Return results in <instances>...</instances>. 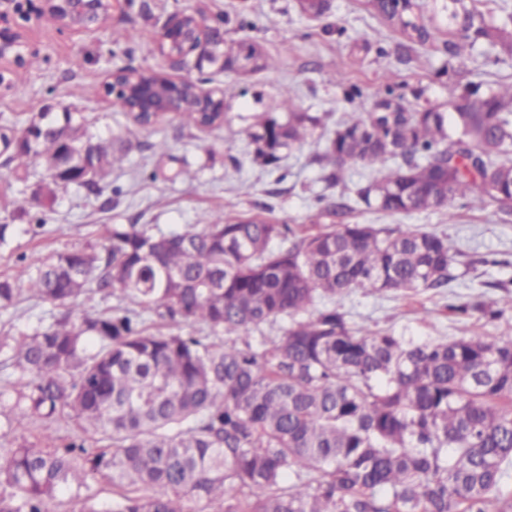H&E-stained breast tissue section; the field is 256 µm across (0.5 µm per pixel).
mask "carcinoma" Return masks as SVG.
<instances>
[{"label": "carcinoma", "mask_w": 512, "mask_h": 512, "mask_svg": "<svg viewBox=\"0 0 512 512\" xmlns=\"http://www.w3.org/2000/svg\"><path fill=\"white\" fill-rule=\"evenodd\" d=\"M410 44L446 22L445 52L477 45L512 58V14L491 20L471 0H367ZM238 54L271 67L253 45ZM375 93L374 112H352L321 160L340 184L357 165L384 173L355 185L369 209L412 214L458 197L488 198L512 216V83L475 88L409 112ZM40 112L14 135L7 161L34 153L49 181L31 200L76 185L98 197L123 162L85 124ZM186 127H212L187 96ZM319 119L291 112L253 135L269 161L313 136ZM110 245L22 253L31 295L51 322L0 336L5 366L23 381L15 406L49 426L63 416L107 444L75 438L58 448H0V512H49L59 494L80 498L88 479L112 482V503L77 512H512V336L419 342L348 326L336 300L354 289L441 290L459 263L448 239L421 230L382 235L339 224L297 236L260 218L164 232L114 224ZM280 241L276 250L272 241ZM117 304L76 314L88 291ZM23 293L0 278V312ZM130 299L141 307L123 305ZM456 315L507 321L512 295L451 301ZM288 320L273 339L265 328ZM171 330L162 332L165 327Z\"/></svg>", "instance_id": "1"}]
</instances>
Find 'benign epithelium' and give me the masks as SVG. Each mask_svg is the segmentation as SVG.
<instances>
[{"label":"benign epithelium","mask_w":512,"mask_h":512,"mask_svg":"<svg viewBox=\"0 0 512 512\" xmlns=\"http://www.w3.org/2000/svg\"><path fill=\"white\" fill-rule=\"evenodd\" d=\"M122 8V0H0V60L9 59L17 68L23 66L28 50L26 43L13 28L16 17L32 15L46 18L59 29L74 33L102 29L112 16V12ZM183 13L171 19L162 29L157 46L160 54L171 64L179 65L184 55L208 50L215 41L224 40V19L218 18L210 24L189 26ZM182 41L181 52L167 47L170 37ZM131 72L126 67L109 72L104 84L105 94L112 102L124 107L133 115L160 117L179 112L182 106V81L175 80L160 72H138L139 78L127 84ZM202 105L211 102L221 103L222 111H227L224 96L202 87L201 82L189 80Z\"/></svg>","instance_id":"1"}]
</instances>
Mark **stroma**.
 <instances>
[{
	"label": "stroma",
	"mask_w": 512,
	"mask_h": 512,
	"mask_svg": "<svg viewBox=\"0 0 512 512\" xmlns=\"http://www.w3.org/2000/svg\"><path fill=\"white\" fill-rule=\"evenodd\" d=\"M193 7L204 20L223 17L225 46L242 40L256 44L275 68L228 69L194 53L185 66H171L157 49V37L167 21ZM18 25L34 59L0 88V133L20 129L40 112L56 120L70 112L84 118L89 135L125 149L126 157L102 183L112 198L107 210L75 186L58 190L53 201L28 204L32 185L46 177L40 157H25L19 169L0 163V224L15 227L0 244V277L26 283L18 254L99 247L107 244L115 224L181 230L220 216L259 217L290 225L299 234L339 222L372 224L387 232L412 227L445 235L462 252L454 282L438 292L355 290L340 303L350 327L418 341L512 335V322L444 309L451 300L488 303L512 293V216L503 217L495 205L474 198L455 199L434 211L390 215L368 209L352 195L349 211L339 219L327 204L344 186L330 184L328 166L317 159L325 137L347 112L373 110L382 84L390 85L397 102L420 108L455 100L474 85L512 82V59L497 61L477 51L466 60L449 57L442 51L447 35L441 29L428 44L408 46L397 30L366 10L364 0H331L329 11L316 19L301 13L299 0H124L107 28L97 31H62L36 18ZM116 27L135 29L137 36L113 43L110 31ZM122 66L201 80L204 88L223 93V124L188 128L171 114L152 126H137L104 94L87 92ZM353 87L360 95L351 101L347 92ZM284 88L293 98L288 111L279 105ZM292 110L320 117L321 140L283 151L276 161L257 157L251 131L269 117L286 121ZM160 141L167 146L162 155L152 149ZM36 223L43 224V233L28 234L27 226ZM41 432L40 422L15 408L12 399L0 402V448L42 446Z\"/></svg>",
	"instance_id": "obj_1"
}]
</instances>
